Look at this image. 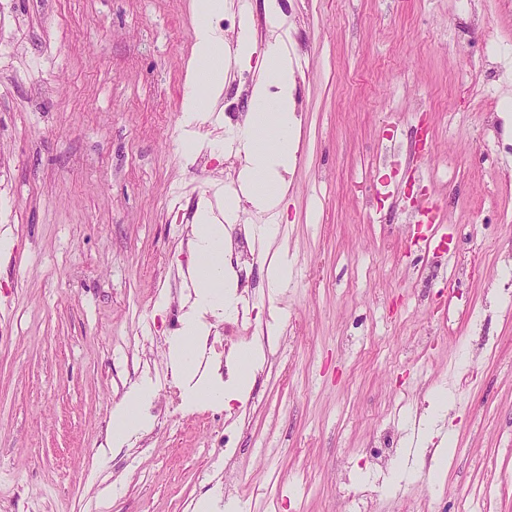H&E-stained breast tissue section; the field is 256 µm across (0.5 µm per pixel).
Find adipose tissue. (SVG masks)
Masks as SVG:
<instances>
[{
    "label": "adipose tissue",
    "mask_w": 512,
    "mask_h": 512,
    "mask_svg": "<svg viewBox=\"0 0 512 512\" xmlns=\"http://www.w3.org/2000/svg\"><path fill=\"white\" fill-rule=\"evenodd\" d=\"M197 25L193 49V71L183 100V123L194 127L208 118V103L224 88L223 38L210 24L224 10V0H196ZM296 76L280 42L267 43L262 52L261 76L253 93L251 110L244 124L232 130V137L244 151L245 165L240 178L253 207L272 211L285 197L282 173L292 165L298 141L295 115ZM238 199L224 202L223 218H216L208 206L196 215L192 248L196 254L194 295L182 316V327L169 340V363L175 378L183 385L186 408L200 404L224 405L243 395L258 361L254 349L239 353L240 370L236 377L223 380L215 374L197 378L198 350L208 334L207 316H232L238 299L232 275L224 267V222L232 221L240 209ZM154 395L150 381L132 386L112 409V449L123 448L129 439L146 431L150 420L145 413Z\"/></svg>",
    "instance_id": "ef3b65f1"
}]
</instances>
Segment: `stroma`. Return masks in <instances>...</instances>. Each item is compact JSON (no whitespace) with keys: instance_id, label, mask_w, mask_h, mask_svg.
<instances>
[{"instance_id":"obj_1","label":"stroma","mask_w":512,"mask_h":512,"mask_svg":"<svg viewBox=\"0 0 512 512\" xmlns=\"http://www.w3.org/2000/svg\"><path fill=\"white\" fill-rule=\"evenodd\" d=\"M278 4L254 38L302 42L280 232L238 292L240 334L214 321L197 372L242 346L261 358L240 400L188 410L167 351L192 226L201 202L219 215L243 194L223 99L182 122L193 0H0V512H194L216 492L246 512H348L347 482L379 512H512V210L486 206L512 160L481 151L486 101L512 133V0ZM487 55L499 74L472 81ZM422 125L447 264L366 209L410 175L376 164L388 135ZM272 261L292 271L276 292ZM144 379L151 427L103 455ZM442 393L450 440L394 477ZM385 441L389 467L370 468Z\"/></svg>"}]
</instances>
